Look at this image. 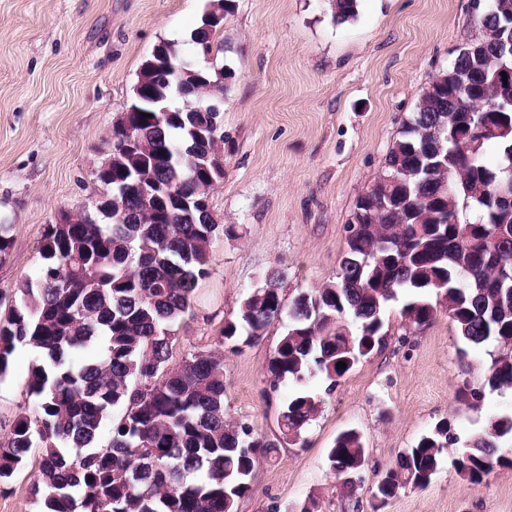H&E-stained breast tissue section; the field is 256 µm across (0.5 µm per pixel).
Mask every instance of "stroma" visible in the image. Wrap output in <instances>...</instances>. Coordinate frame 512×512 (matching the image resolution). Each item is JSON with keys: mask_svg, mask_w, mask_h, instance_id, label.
I'll use <instances>...</instances> for the list:
<instances>
[{"mask_svg": "<svg viewBox=\"0 0 512 512\" xmlns=\"http://www.w3.org/2000/svg\"><path fill=\"white\" fill-rule=\"evenodd\" d=\"M211 0H0V224L11 248L0 261V314L36 280L46 225L94 210L95 169L112 155L111 131L134 94L142 62L160 44L179 60L222 78L224 179L210 197L221 230L210 274L170 326V367L188 353L224 356V406L253 435L274 439L292 383L270 388L268 361L288 329L273 321L262 341L219 346L225 320L266 274L284 271L285 299L334 282L358 194L385 171L387 154L425 87L456 50L478 37L470 0H357L336 23L333 0H233L203 58L190 37ZM400 302L384 314L386 338L322 401L305 447L284 445L260 462L236 512H372V489L441 419L466 442L512 415V390L487 393L478 409L458 407L462 381L481 385L487 351L465 350L445 311L406 328ZM41 356L20 347L0 381V444L20 412H34L28 375ZM363 437L367 463L355 497H344L326 459L341 431ZM38 450L0 512H38L32 487ZM383 512H512V468L481 486L443 463L423 489L400 490Z\"/></svg>", "mask_w": 512, "mask_h": 512, "instance_id": "stroma-1", "label": "stroma"}]
</instances>
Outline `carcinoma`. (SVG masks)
<instances>
[{"mask_svg":"<svg viewBox=\"0 0 512 512\" xmlns=\"http://www.w3.org/2000/svg\"><path fill=\"white\" fill-rule=\"evenodd\" d=\"M356 2L334 0L336 22L353 17ZM506 17H512V0H491L478 20L480 35L471 40L475 51L456 56L421 94L386 157L384 176L395 181L377 187L384 203L360 234L346 239L336 282L294 297L288 330L266 369L271 386L286 379L295 386L280 416L283 442L298 444L320 412L322 401L307 389L308 380L321 377L330 392L380 347L382 313L405 291L412 293L401 310L409 325H428L442 307L465 343L491 348L482 384L463 380L459 403L474 410L485 391L512 389V205L494 202L496 193L512 189V81L496 76L497 61L512 68ZM169 79L144 67L139 82L150 99L176 90ZM467 99L499 107L506 132L477 139L464 151L459 139L478 119V112L462 111ZM137 119L139 137L126 154L110 159L112 179L101 182L121 205L117 218L80 213L66 224L46 225L39 277L0 318V380L17 347L42 353L28 381L38 397L35 414L20 413L0 448V492L38 448L39 512H236L274 444L226 417L223 357L197 350L179 370L167 369V326L185 313L208 276L219 230L208 213L183 216L174 195L207 196L213 182L199 162L207 155L218 160L221 146L201 135L186 106L161 125L140 112ZM489 142L499 147L493 164L482 154ZM124 166L136 169L140 183L158 184V202L119 192ZM464 205L475 214L466 223L458 218ZM267 279L276 291L263 285L248 295L236 319L222 327L219 344L263 338L283 309L284 275L272 272ZM431 291L440 297L435 305L426 299ZM345 316L354 329L340 325ZM85 347L96 356L70 365L68 353ZM340 361L346 367L337 366ZM116 407L124 413L113 421ZM107 420L110 441L101 447ZM509 435L512 417H501L451 453L457 443L451 423H437L378 481L374 509L403 488L428 486L446 460L481 485L494 467H512L499 446ZM366 458L353 429L339 433L329 448V468L345 497L355 496L353 477Z\"/></svg>","mask_w":512,"mask_h":512,"instance_id":"1","label":"carcinoma"}]
</instances>
